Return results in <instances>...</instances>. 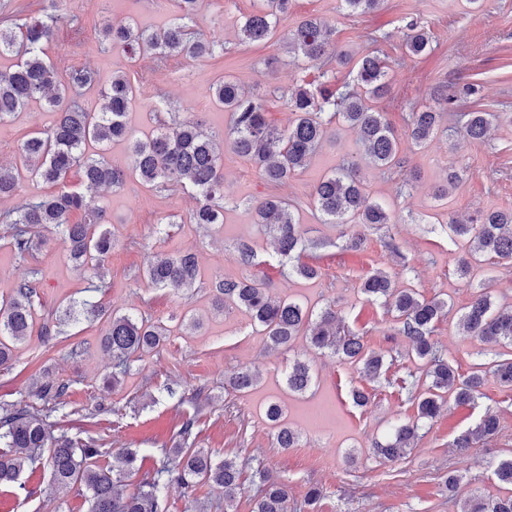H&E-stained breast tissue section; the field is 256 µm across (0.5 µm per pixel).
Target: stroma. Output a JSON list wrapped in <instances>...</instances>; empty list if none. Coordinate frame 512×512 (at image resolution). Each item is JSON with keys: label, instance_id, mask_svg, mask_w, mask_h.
Listing matches in <instances>:
<instances>
[{"label": "stroma", "instance_id": "1", "mask_svg": "<svg viewBox=\"0 0 512 512\" xmlns=\"http://www.w3.org/2000/svg\"><path fill=\"white\" fill-rule=\"evenodd\" d=\"M255 0H203L192 24L205 36L223 43L211 57L190 60L173 56L165 62L146 58L131 62L121 50H100L97 37L104 24L132 20L152 30L163 26L175 11V0H64L73 18L56 34L50 57L60 78L76 70L95 72L96 83L83 92L87 111H99L101 93L113 75L124 74L136 90L127 122L142 134L157 125L153 106L157 98L173 103L184 115H196L208 131L223 134L228 115L213 101L210 88L228 77L262 100L268 120L288 125L289 114L275 88L290 89L302 80L295 66L280 64L267 74L266 59L281 55L276 41L245 43L239 27L255 8ZM339 0H292L288 25L317 16L336 27V45L353 53L367 49L366 35L382 30V45L391 70L386 119L401 138V155L415 181L386 172L361 160L357 134L345 123L331 126V138L313 156L309 166L281 185L266 183L258 170L232 150L224 152V225L204 231L189 221L196 201L190 191L174 188L156 192L136 179L120 189L98 194L111 220L116 243L105 266L106 289L88 294L85 275L67 258L66 246L52 231H44L39 251L17 258L6 239H0V296L12 293L30 270H39V317L61 315L72 299L90 296L106 310L135 312L169 327V341L143 360L133 362L121 386L106 390L104 377L112 360L100 345L104 320L85 318L69 322L63 336L46 342L38 336L18 345L7 366L0 367V404H29L31 392L44 376L70 385L63 406L53 416L55 432L76 437L95 436L113 450L139 449L143 468H156L162 449L172 447L184 414L201 408L196 445L217 458L248 457L266 466L288 486L292 498L302 499L310 485L323 497L317 512H454L444 480L449 472L464 475L469 490L492 492L491 468L512 455V391L488 383L474 404L448 403L411 454L388 462L371 448L388 428L412 413L396 385L413 365L398 360L385 379L363 383L359 373L337 359L322 356L296 341L287 351H268L249 317L237 309L216 314L211 284L218 278L243 275L262 280L272 296H292L309 306L334 305L347 325L368 346L390 353L406 352L407 341L397 336L390 316L358 291L368 272L387 271L399 288H414L425 297L448 299L454 313L441 322L435 338L448 361L467 373L481 346L461 333L456 314L469 305L479 288L486 287L502 303L512 302V261L485 264L463 277L457 262L464 243L448 234L447 220L496 209L512 208V0H483L472 9L463 0H384L377 11L347 16ZM417 17L432 33L430 53L402 59L401 28L406 17ZM476 82L480 103L495 115L488 137L472 141L456 131L459 116L419 148L407 136L409 114L430 104L439 87ZM55 111L35 104L0 123V162L15 160L20 144L33 129H50ZM355 160L360 178L373 199L389 208L394 221L366 230L360 252L348 251L345 226L323 223L313 204L316 183L343 161ZM462 179L447 196L435 197L449 170ZM267 195L296 206L306 238L317 252H303L301 262L317 260L321 275L313 281L291 276V263L271 261V241L254 224L249 207ZM253 245L257 256L242 265L239 242ZM191 251L197 256L201 281L179 294L152 286L143 277L150 256ZM194 313L199 329L187 332L185 313ZM312 364L317 383L306 397L289 395L285 372L294 359ZM258 366L262 379L253 391L235 397L236 412L224 409V380L243 366ZM364 386L370 395L365 407L355 406L350 390ZM278 400L300 441L297 447L276 448L274 431L259 409ZM500 417L502 431L488 444L460 452L454 439L486 411ZM90 503L77 490L54 492L43 458H36L18 486L0 493V512H89Z\"/></svg>", "mask_w": 512, "mask_h": 512}]
</instances>
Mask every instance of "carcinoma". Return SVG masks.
I'll return each mask as SVG.
<instances>
[{
	"instance_id": "obj_1",
	"label": "carcinoma",
	"mask_w": 512,
	"mask_h": 512,
	"mask_svg": "<svg viewBox=\"0 0 512 512\" xmlns=\"http://www.w3.org/2000/svg\"><path fill=\"white\" fill-rule=\"evenodd\" d=\"M202 0H176L177 10L164 27L147 31L134 22L108 25L101 30L100 45L120 49L131 59L152 56L160 61L173 55L190 59L212 56L224 45L190 28L188 20L198 12ZM292 0H256L255 10L240 26L241 40L248 42L281 41L288 49L289 62L298 68L319 70L316 89L299 86L281 95L291 114L288 126L278 128L267 121L261 100L245 94L237 82L221 79L211 87L212 99L230 115L225 140L233 152L251 162L270 184H283L305 169L316 150L324 143L334 120L357 130L362 153L381 169L402 167L400 140L386 121L385 113L375 106L389 91V67L374 46L387 35L368 36L373 49L352 61L341 51L330 53L335 27L320 18H310L288 28ZM380 0H340V9L351 13H371ZM71 22L66 13L52 10L22 23L11 16L0 18V57L10 56L13 65L0 71V123L13 118L36 101H45L57 112V120L48 131L33 132L20 146L18 161L0 165V199L11 197L25 180H42L59 187L57 193L29 202L17 209L0 212L6 226L7 244L25 257L44 243L42 230L55 229L67 244L69 260L89 274L87 290L104 287L101 272L114 246V232L108 227L106 211L67 183L76 169L86 187L96 189L122 187L127 177H136L153 189L171 186L191 188L198 196L190 223L209 229L224 224V150L217 147L215 134L202 121L186 118L167 108L161 100L155 110L165 114L154 133L141 139L126 121L135 97V88L124 74L112 76L103 92L105 104L99 112H88L73 97L77 90L94 83L88 70L72 72L67 84L57 78L49 49L57 30ZM428 31L411 17L405 24L406 51L414 56L430 48ZM355 63L356 79L336 83V68ZM479 87L464 84L441 87L435 104L410 113L408 137L424 146L437 134L442 114L455 112L469 104L460 128L463 136L485 138L493 113L478 109ZM90 142L106 146L127 144L129 163L112 164L104 155L86 152ZM314 205L327 224H345L370 228L391 223L389 210L367 192L357 173V163H347L324 176L315 186ZM254 223L271 233L278 253L290 257L306 248L302 224L284 199L268 195L251 206ZM82 211L85 219L73 223L70 216ZM450 235L466 241L468 257L459 260L457 272L467 276L483 262L512 260V210L481 212L466 224L448 219ZM144 275L157 288L174 293L195 287L200 272L194 254L166 255L158 252L149 260ZM36 272L18 282L13 293L0 299V365L11 359L12 350L31 335L35 321ZM214 306L244 311L263 336L270 349H289L305 338L321 354L328 353L359 370L360 376L374 381L386 374L395 357L375 350L353 333L336 311L326 306L321 311L291 297L274 299L264 283L249 278L219 279L212 284ZM359 291L373 304H380L395 321L394 330L408 340L405 357L417 364L419 380L408 389L407 402L415 414L392 427L384 441L376 443L377 454L388 461L405 458L420 439V431L441 414L448 399L459 405L470 404L483 395L487 377L512 391V305H498L491 292L482 290L464 308L459 324L466 335L481 344L493 343L487 362L476 363L468 374H461L444 357L434 339L439 324L452 307L439 297L426 298L413 288H396L384 273L375 271L363 278ZM104 316V310L88 300L69 301L65 317L41 325L40 336L50 341L63 335L62 326L75 314ZM168 340V329L142 316L114 311L107 315L102 347L112 358V375L107 383L115 386L129 372L131 362L155 351ZM261 380L256 368H242L227 377V387L235 393L249 391ZM315 384L311 364L296 359L286 372L288 391L304 397ZM69 384L47 380L37 387L40 405L3 404L0 406V488L18 483L22 473L35 459L38 450L47 451L45 466L52 483L59 488L78 487L89 494L90 512H164L165 490L216 485L224 491V512H237V502L245 491L243 475L251 470L255 486L252 512H314L322 496L312 485L301 502L290 499L288 486L249 458L226 457L220 461L212 452L195 446L196 424L201 413L183 416L174 447L161 449L163 459L144 475L130 494L119 490L121 483L139 473L143 457L137 448H124L114 454L99 440L54 435L50 418L59 410ZM265 417L275 429L277 447L294 448L298 434L284 422L277 402L268 404ZM495 412L479 418L459 435L454 446L464 450L494 439L499 432ZM499 493L483 497L473 492L460 493L462 476L448 475V494L455 500L456 512H512V456L500 459L491 472Z\"/></svg>"
}]
</instances>
